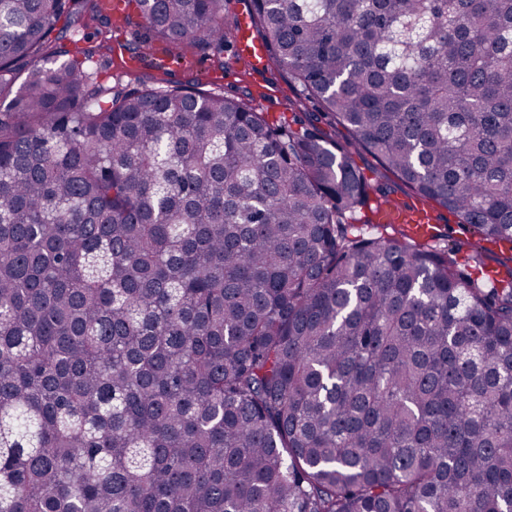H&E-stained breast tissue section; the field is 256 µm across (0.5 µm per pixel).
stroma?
Masks as SVG:
<instances>
[{"instance_id": "35a3bbf8", "label": "stroma", "mask_w": 512, "mask_h": 512, "mask_svg": "<svg viewBox=\"0 0 512 512\" xmlns=\"http://www.w3.org/2000/svg\"><path fill=\"white\" fill-rule=\"evenodd\" d=\"M79 46L88 53L85 68L96 72L98 81L107 85L119 82L131 87L173 86L199 82L225 94L249 93L253 106L277 121L289 118L286 104L300 93L285 71L270 66L258 72L235 60L229 41L224 44L222 59L187 48L175 61L161 43L151 40L135 23L120 20L114 22L108 36L87 30ZM435 214L440 227L437 243L456 247L462 268L471 271L491 267L500 271L512 266V244L483 241L476 228L460 223L444 208H436Z\"/></svg>"}]
</instances>
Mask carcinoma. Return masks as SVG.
Returning a JSON list of instances; mask_svg holds the SVG:
<instances>
[{
	"label": "carcinoma",
	"mask_w": 512,
	"mask_h": 512,
	"mask_svg": "<svg viewBox=\"0 0 512 512\" xmlns=\"http://www.w3.org/2000/svg\"><path fill=\"white\" fill-rule=\"evenodd\" d=\"M133 2L223 53L224 0ZM250 18L348 139L103 87L94 0H0V512H512V267L349 224L360 149L512 243V0Z\"/></svg>",
	"instance_id": "obj_1"
}]
</instances>
